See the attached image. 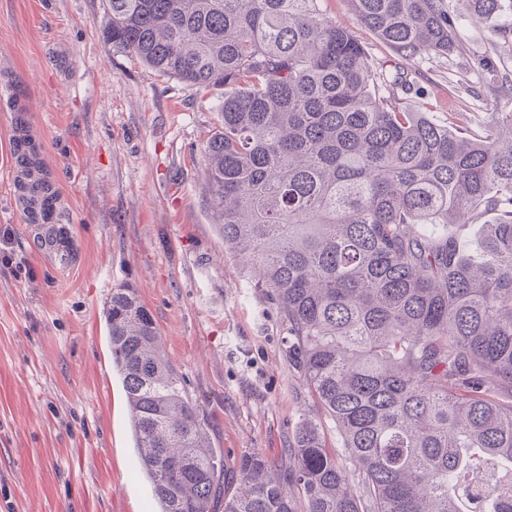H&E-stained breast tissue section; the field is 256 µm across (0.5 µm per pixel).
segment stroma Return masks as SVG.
<instances>
[{
  "label": "stroma",
  "instance_id": "35a3bbf8",
  "mask_svg": "<svg viewBox=\"0 0 512 512\" xmlns=\"http://www.w3.org/2000/svg\"><path fill=\"white\" fill-rule=\"evenodd\" d=\"M445 3L458 47L403 62L349 0L319 7L374 60L402 64L406 108L477 130L512 112V43L497 21ZM106 21L105 0H0V512H153L112 373L103 308L119 286L150 311L225 471L246 452L286 471L308 413L336 443L288 361L278 309L224 247L203 156L218 99L113 49ZM13 100L76 243L66 268L26 229L3 110Z\"/></svg>",
  "mask_w": 512,
  "mask_h": 512
}]
</instances>
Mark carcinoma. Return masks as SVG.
I'll use <instances>...</instances> for the list:
<instances>
[{"mask_svg": "<svg viewBox=\"0 0 512 512\" xmlns=\"http://www.w3.org/2000/svg\"><path fill=\"white\" fill-rule=\"evenodd\" d=\"M350 2L403 60L458 45L444 0ZM462 2L478 22L502 9ZM106 10L112 47L221 98L204 156L224 247L284 317L288 360L342 448L309 419L288 480L248 452L244 493L221 494L207 418L135 289L114 288L112 370L156 512H512V112L476 134L400 107L405 73L318 0ZM14 143L26 224L48 230L33 241L67 267L76 244L24 119Z\"/></svg>", "mask_w": 512, "mask_h": 512, "instance_id": "obj_1", "label": "carcinoma"}]
</instances>
